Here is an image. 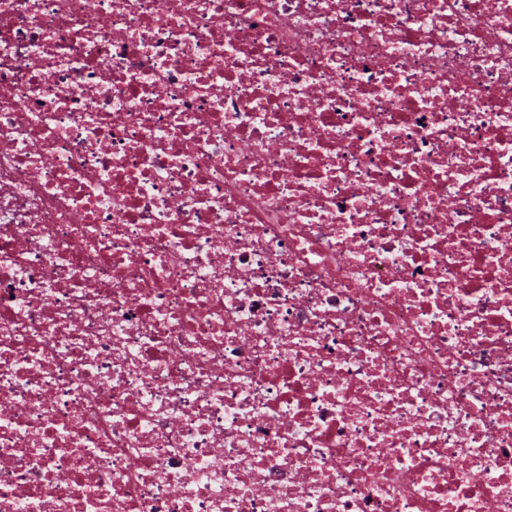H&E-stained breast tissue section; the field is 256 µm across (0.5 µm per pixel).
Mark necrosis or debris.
Returning a JSON list of instances; mask_svg holds the SVG:
<instances>
[{
  "mask_svg": "<svg viewBox=\"0 0 512 512\" xmlns=\"http://www.w3.org/2000/svg\"><path fill=\"white\" fill-rule=\"evenodd\" d=\"M0 512H512V0H0Z\"/></svg>",
  "mask_w": 512,
  "mask_h": 512,
  "instance_id": "4bbe7bcc",
  "label": "necrosis or debris"
}]
</instances>
